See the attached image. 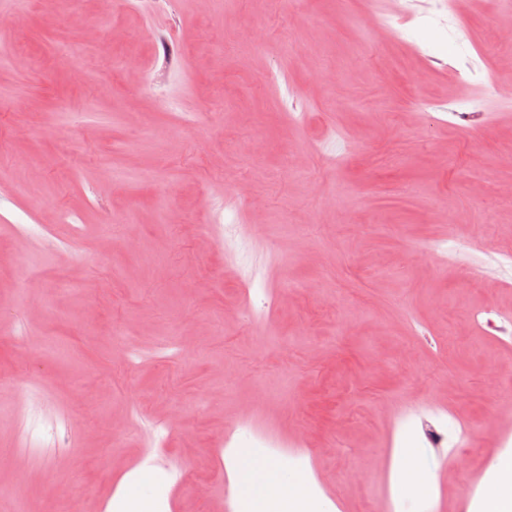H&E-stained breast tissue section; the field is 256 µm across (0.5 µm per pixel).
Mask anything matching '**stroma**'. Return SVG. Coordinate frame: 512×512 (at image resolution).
I'll return each mask as SVG.
<instances>
[{
	"label": "stroma",
	"mask_w": 512,
	"mask_h": 512,
	"mask_svg": "<svg viewBox=\"0 0 512 512\" xmlns=\"http://www.w3.org/2000/svg\"><path fill=\"white\" fill-rule=\"evenodd\" d=\"M391 2L0 0V512H97L148 458L165 512H226L258 437L340 512H483L512 343L473 319L512 269L463 271L512 247V7L373 31ZM228 204L264 210L234 252ZM424 474L422 460L418 448H403L397 467L395 468V481L401 488H415L422 494L431 492L430 483L426 478L424 483L418 481Z\"/></svg>",
	"instance_id": "obj_1"
}]
</instances>
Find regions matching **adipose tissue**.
<instances>
[{
  "label": "adipose tissue",
  "instance_id": "obj_1",
  "mask_svg": "<svg viewBox=\"0 0 512 512\" xmlns=\"http://www.w3.org/2000/svg\"><path fill=\"white\" fill-rule=\"evenodd\" d=\"M247 512H322L323 501L309 492L303 478L275 466H260L245 490Z\"/></svg>",
  "mask_w": 512,
  "mask_h": 512
}]
</instances>
